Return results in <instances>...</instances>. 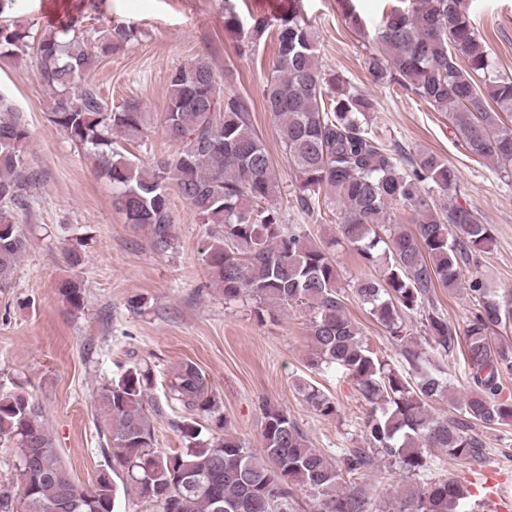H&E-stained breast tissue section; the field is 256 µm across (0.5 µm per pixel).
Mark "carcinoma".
Segmentation results:
<instances>
[{
  "label": "carcinoma",
  "mask_w": 512,
  "mask_h": 512,
  "mask_svg": "<svg viewBox=\"0 0 512 512\" xmlns=\"http://www.w3.org/2000/svg\"><path fill=\"white\" fill-rule=\"evenodd\" d=\"M350 27L367 37L364 67L373 84H393L426 101L448 120L475 156L512 170V78H491L488 46L471 25L464 0H409L394 6L367 32L355 10ZM80 13H67L40 35L0 25V57L32 51L41 85L52 95L50 121L94 156L97 172L112 183L113 205L128 223L149 228L160 250L171 245L173 223L168 189L174 187L198 220L212 226L202 262L224 300L249 296L258 312L267 307L303 305L314 314L312 370L339 367L372 405L363 423L367 447L351 448L338 469L317 448L288 411L262 404L263 455L227 431L209 377L185 362L169 383L172 399L188 416L174 422L185 447L169 454L157 448L150 403L149 368L134 366L100 394L112 468L99 472L89 488L79 487L61 462L42 404L17 387L0 390V442L15 448L13 466L30 469L20 512H53L65 500L76 512H114L124 477L158 512H293L295 493L318 497L317 512H373L358 476L381 457L402 471L429 470L431 450L450 460H475L484 442L472 432L512 423V398L503 379L512 376V342L495 341L490 330L512 321V299L499 300L471 275L468 295L474 312L464 333L435 305V289L461 285L462 269L494 244L492 226L469 205H440L430 192L455 191L458 174L432 152L404 158L369 129L373 99L352 91L338 73L323 70L310 24L293 6L275 19L257 17L244 26L232 11L224 27L240 33L241 48H254L268 35L276 42L263 93L264 111L277 126L279 141L296 172V201L304 212L333 193L341 203L337 225L375 274L353 285L357 299L385 328L398 348L403 375L369 348L346 315L334 250L336 237L313 243L283 223L272 203L278 184L274 161L257 133L246 100L225 91L206 56L175 68L163 123L179 150L140 167L115 149L134 140L147 121L142 103L129 100L112 109L89 75L103 60L136 37L123 24L111 25L87 43ZM30 131L10 100L0 94V288L9 284L27 250V239L11 206H22L38 173L23 161ZM395 205L418 215L415 229L390 224ZM67 305L84 304L82 282L59 284ZM424 314L430 340L421 343L406 319ZM464 347L474 389L456 402L459 416L435 417L431 404L448 397L452 383L431 366L428 349L451 356ZM298 390L322 417L337 415L336 401L314 384ZM205 416V429L196 416ZM467 495L452 479L427 484L424 491L395 501L388 512H471Z\"/></svg>",
  "instance_id": "cac0c4a2"
}]
</instances>
